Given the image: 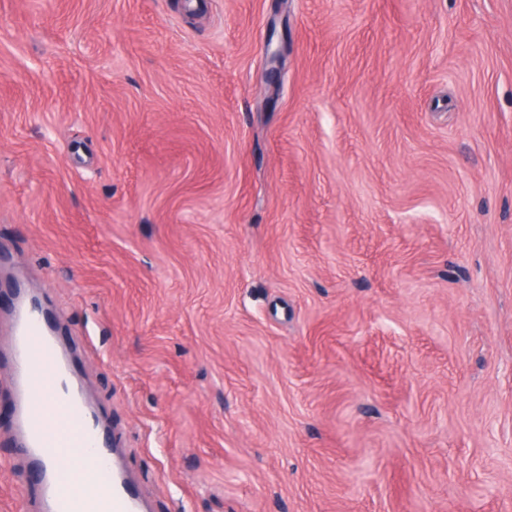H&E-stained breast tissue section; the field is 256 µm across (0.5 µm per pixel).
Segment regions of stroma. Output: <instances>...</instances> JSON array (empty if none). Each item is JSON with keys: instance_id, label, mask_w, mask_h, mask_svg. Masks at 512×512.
Returning a JSON list of instances; mask_svg holds the SVG:
<instances>
[{"instance_id": "35a3bbf8", "label": "stroma", "mask_w": 512, "mask_h": 512, "mask_svg": "<svg viewBox=\"0 0 512 512\" xmlns=\"http://www.w3.org/2000/svg\"><path fill=\"white\" fill-rule=\"evenodd\" d=\"M202 2L0 0V343L148 512H512V0Z\"/></svg>"}]
</instances>
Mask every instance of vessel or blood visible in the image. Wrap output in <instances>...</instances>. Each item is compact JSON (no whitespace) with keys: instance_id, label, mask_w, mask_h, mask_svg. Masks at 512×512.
<instances>
[{"instance_id":"b4317fda","label":"vessel or blood","mask_w":512,"mask_h":512,"mask_svg":"<svg viewBox=\"0 0 512 512\" xmlns=\"http://www.w3.org/2000/svg\"><path fill=\"white\" fill-rule=\"evenodd\" d=\"M9 356L13 433L40 466L29 491L39 512H100L105 499L108 512H143L140 498L113 467L112 450L80 383L25 294L13 304ZM69 473L92 479L76 492L64 482Z\"/></svg>"}]
</instances>
